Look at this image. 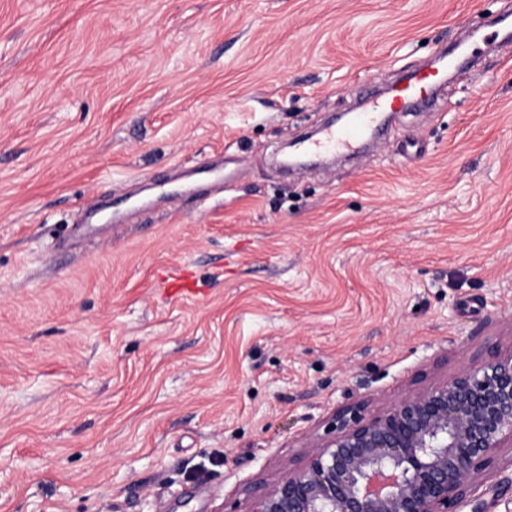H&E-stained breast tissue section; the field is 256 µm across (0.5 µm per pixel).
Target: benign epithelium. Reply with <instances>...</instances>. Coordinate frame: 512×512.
I'll return each mask as SVG.
<instances>
[{"instance_id": "7a95c632", "label": "benign epithelium", "mask_w": 512, "mask_h": 512, "mask_svg": "<svg viewBox=\"0 0 512 512\" xmlns=\"http://www.w3.org/2000/svg\"><path fill=\"white\" fill-rule=\"evenodd\" d=\"M512 447V352L366 418L343 411L306 466L248 512H480L475 477Z\"/></svg>"}]
</instances>
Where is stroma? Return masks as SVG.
Returning <instances> with one entry per match:
<instances>
[{
    "label": "stroma",
    "instance_id": "obj_1",
    "mask_svg": "<svg viewBox=\"0 0 512 512\" xmlns=\"http://www.w3.org/2000/svg\"><path fill=\"white\" fill-rule=\"evenodd\" d=\"M503 9L0 0V512H246L345 408L512 351ZM461 39L482 63L435 110L284 169ZM476 482L512 512V448Z\"/></svg>",
    "mask_w": 512,
    "mask_h": 512
}]
</instances>
